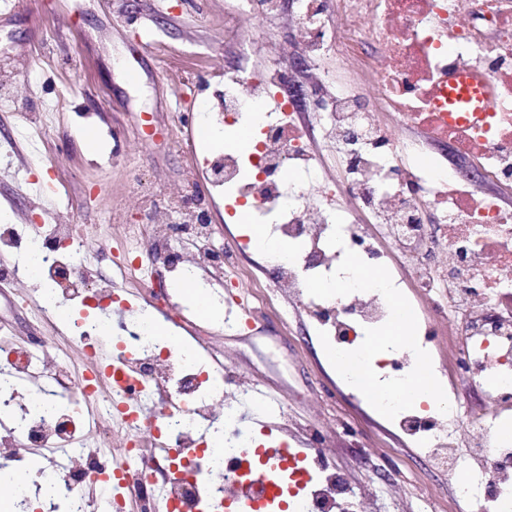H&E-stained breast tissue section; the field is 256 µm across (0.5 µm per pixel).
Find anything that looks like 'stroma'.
I'll return each instance as SVG.
<instances>
[{
	"label": "stroma",
	"instance_id": "stroma-1",
	"mask_svg": "<svg viewBox=\"0 0 512 512\" xmlns=\"http://www.w3.org/2000/svg\"><path fill=\"white\" fill-rule=\"evenodd\" d=\"M236 0H0V212L13 224L75 217L87 225L82 249L101 273L103 250L129 242L122 224H146L164 193L182 186L189 165L215 145L196 137L225 68L224 14ZM255 66L265 42H292L287 19L244 18ZM135 82H128L129 73ZM187 113L175 145L176 113ZM94 131L95 147L84 134ZM273 275L264 255L247 248L236 267L211 278L216 320L199 318L159 263H145L119 286L125 315L148 314L200 353L236 368L262 399L280 403L270 416L243 407L242 432L289 448L322 446L348 480L373 481L370 512H477L457 498L455 481L436 471L418 447L378 411L339 383L328 345L306 314L282 303L250 308L247 295ZM45 281L0 280V342L51 340L24 296Z\"/></svg>",
	"mask_w": 512,
	"mask_h": 512
}]
</instances>
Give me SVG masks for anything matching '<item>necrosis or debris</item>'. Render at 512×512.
I'll use <instances>...</instances> for the list:
<instances>
[{"label":"necrosis or debris","mask_w":512,"mask_h":512,"mask_svg":"<svg viewBox=\"0 0 512 512\" xmlns=\"http://www.w3.org/2000/svg\"><path fill=\"white\" fill-rule=\"evenodd\" d=\"M303 12L300 34L276 50L262 69L224 78L225 126L247 117L251 105L273 98L293 80L292 63L323 56L335 47L354 76L326 94L322 143L342 159L344 177L319 173L311 140L288 141L283 131L296 106L276 104L277 122L259 116L256 145L248 157L228 149L204 158L214 189L235 186L236 200L255 222L272 223L291 253L274 260L267 295L317 313L323 335L352 356L354 341L396 313L393 290L406 285L429 353L448 323L461 336L448 348L438 408L405 410L385 399L379 409L426 449L432 466L472 479L459 497L481 487V512L512 507V440L499 428L512 422V208L486 194L487 182L512 183V0H316ZM486 79L480 112H446L448 76ZM416 129L418 138L395 143L391 124ZM441 143L470 161V172L430 155ZM185 212L182 224L166 219ZM212 223L201 197L170 192L150 224L131 227L120 275L141 256L167 264L175 278L232 266L241 249L223 254L210 246ZM79 224H1L0 280L26 283L31 256L56 298L91 309L115 304L111 280L82 289L88 259ZM397 261L401 276L386 284L352 275L338 293L307 288L352 263L380 267ZM98 323L72 335L83 372L67 374L63 345L35 349L0 344V466L26 471L27 499L40 512H58L56 498H42L46 479L65 489L68 512H123L143 479L161 512H227L249 500L275 505L288 497V512H369L368 490L350 485L323 451L288 449V489L259 483L251 474L250 444L225 448L223 468L213 465L207 436L232 424L236 404L223 401L232 370L202 355L162 346L151 330L130 324L111 365L99 359ZM414 345L392 341L380 359L363 368L390 372L397 384L418 364ZM476 384L478 410L457 398L461 383ZM123 429V450L98 447L112 419ZM468 456H460L461 444Z\"/></svg>","instance_id":"4bbe7bcc"}]
</instances>
